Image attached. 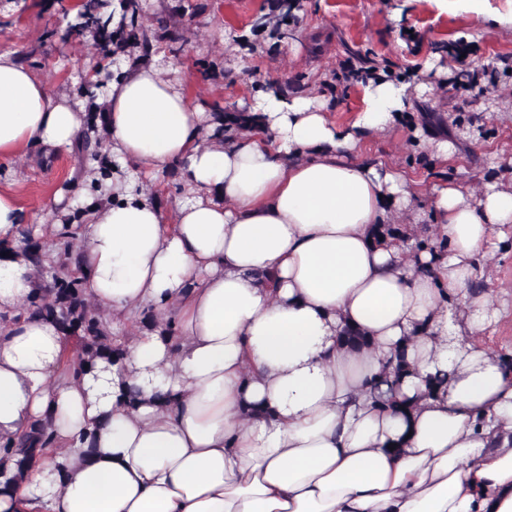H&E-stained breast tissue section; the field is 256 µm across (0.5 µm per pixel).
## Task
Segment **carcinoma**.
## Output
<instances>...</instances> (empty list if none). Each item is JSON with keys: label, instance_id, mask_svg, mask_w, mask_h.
Masks as SVG:
<instances>
[{"label": "carcinoma", "instance_id": "cac0c4a2", "mask_svg": "<svg viewBox=\"0 0 512 512\" xmlns=\"http://www.w3.org/2000/svg\"><path fill=\"white\" fill-rule=\"evenodd\" d=\"M143 14L142 0H122V18L118 26L112 25V0H98L96 12L88 13L83 7L75 17L71 30L78 37L101 47L103 56L117 61L120 57L130 58L138 52L137 59L150 57L151 43L176 44L182 40L179 24L162 21L154 29H146L139 24ZM101 81L76 86L80 95L88 97L90 104L103 96L102 88L112 77L110 66H99ZM102 148V139L95 143H82L74 154L75 165L81 166L90 157H95ZM379 235L398 237L408 244L412 252L427 250L433 254L447 253V242L434 235H420L409 230L406 224H383ZM21 249L37 269L38 275L48 277L51 287L37 288L30 300V309L55 319L64 335L76 338L79 349L77 360L66 361V372L73 376L92 371L98 362H117L124 337L112 332V322L88 301L81 272L82 257L76 245L69 239L56 243L57 259L49 258L40 239L26 230L20 240ZM390 368L375 388L376 400L389 405L393 403L398 381L405 375L408 365L404 352L394 355ZM56 443L51 418L34 421L18 448L0 446V475L6 477L4 488L23 477L31 469L34 454L47 457L48 450Z\"/></svg>", "mask_w": 512, "mask_h": 512}]
</instances>
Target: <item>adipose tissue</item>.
I'll list each match as a JSON object with an SVG mask.
<instances>
[{
    "mask_svg": "<svg viewBox=\"0 0 512 512\" xmlns=\"http://www.w3.org/2000/svg\"><path fill=\"white\" fill-rule=\"evenodd\" d=\"M411 94L368 79L338 125L316 99L267 89L253 128L230 134L180 72L124 60L100 130L0 53V162L47 164L101 132L83 180L104 172L112 188L70 226L33 225L0 190V245L31 226L69 234L114 328L146 309L174 328L129 337L121 370L65 374L59 325L27 308L33 266L0 258V445L45 417L56 430L0 512H512V353L478 341L489 301L467 290L512 224V182L438 185L418 209L403 173L360 157ZM171 170L188 198L168 223L155 185ZM403 218L432 222L447 255L375 240ZM400 348L409 373L383 407L373 389Z\"/></svg>",
    "mask_w": 512,
    "mask_h": 512,
    "instance_id": "obj_1",
    "label": "adipose tissue"
}]
</instances>
